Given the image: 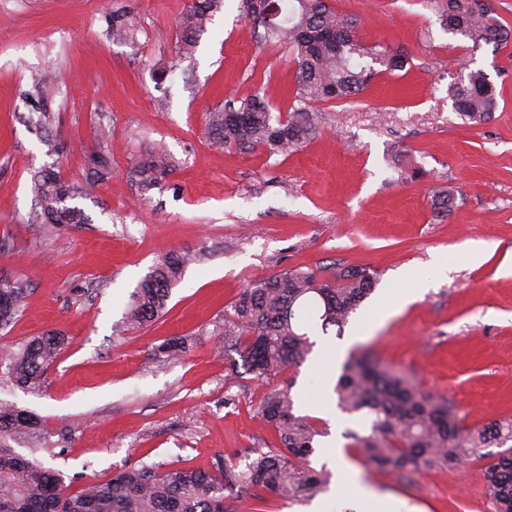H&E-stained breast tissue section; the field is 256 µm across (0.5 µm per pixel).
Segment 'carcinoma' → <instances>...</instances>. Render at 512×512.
I'll use <instances>...</instances> for the list:
<instances>
[{"label": "carcinoma", "instance_id": "carcinoma-1", "mask_svg": "<svg viewBox=\"0 0 512 512\" xmlns=\"http://www.w3.org/2000/svg\"><path fill=\"white\" fill-rule=\"evenodd\" d=\"M268 14L249 18L263 28L267 40L283 42L295 54L296 101L285 120L272 122L270 98L253 94L239 104L210 113L212 143L220 147H266L270 153L298 149L312 131V105L345 99L364 91L382 71L405 69L408 56L379 43L368 44L358 35L360 21L340 14L327 0H267ZM442 12L448 33L497 50L512 38L495 11L492 0H427ZM224 0H194L179 23V52H194L197 40ZM112 32L134 39L124 12L112 14ZM452 106L463 120L483 122L497 108L490 76L464 64L449 86ZM90 176L75 187L53 169H43L33 192L52 226L82 224L83 211L74 204L91 196L108 178L110 164L104 151L89 158ZM176 167L163 147L146 151L133 168L138 182L149 190ZM197 261L189 252H169L148 270L130 295L124 323L140 328L159 318L171 291L186 268ZM378 272L369 267L330 270L291 269L253 280L224 314L219 335L224 346L236 351L257 380L277 376L303 364L314 342L305 327L320 326L322 333L345 326L375 288ZM22 284L0 275V326L21 311ZM66 345L58 332L37 336L0 358L15 385L41 390L46 372ZM188 347L182 337L171 338L157 350L177 361ZM293 381L270 391L259 406L266 424L278 433L279 446L249 450L250 461L241 470L230 459H220L213 471L175 467L162 469L145 462L129 465L105 483H89L69 490L63 476L17 453L13 444L39 443L43 428L38 417L0 400V512H231L232 502L249 496L263 502L272 496L290 502L308 501L328 490L332 474L311 466L317 438L324 434L308 416L294 411ZM337 407L346 414H367L370 428L344 433L347 447L364 461L395 476L437 468L458 469L483 462L485 495L496 512H512V418L495 419L462 429L456 424L448 397L421 388L407 371L386 365L367 349L351 351L340 367L334 387ZM496 446L493 454L487 448Z\"/></svg>", "mask_w": 512, "mask_h": 512}]
</instances>
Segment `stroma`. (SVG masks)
<instances>
[{
  "mask_svg": "<svg viewBox=\"0 0 512 512\" xmlns=\"http://www.w3.org/2000/svg\"><path fill=\"white\" fill-rule=\"evenodd\" d=\"M357 17L366 42L400 48L405 70L378 75L346 100L314 104V127L288 154L217 148L208 118L227 100L271 96L273 118L294 105L288 47L265 45L263 29L224 0L193 55L177 48L191 0H0V275L24 288L22 310L0 327V355L58 331L68 346L43 392L0 379V398L36 413L45 438L18 453L59 470L72 489L104 482L142 461L213 469L220 457L246 464L251 448H274L277 432L257 408L283 379L298 414L327 426L310 363L259 381L233 371L215 325L252 280L290 269L369 267L376 294L412 292L402 271L448 275L418 300L376 311L343 336L313 331L314 356L370 348L443 394L459 427L512 417V42L500 50L448 35L426 0H329ZM126 13L135 39L112 37ZM485 70L498 100L493 117L468 123L448 88L462 63ZM175 170L146 191L135 162L153 145ZM103 150L108 178L77 199L89 221L46 226L34 174L58 170L83 183L88 157ZM453 192L437 216L432 200ZM481 245L483 259L465 253ZM201 254L173 288L164 314L116 333L134 288L165 252ZM187 338L182 360L158 346ZM351 487L315 499H268L264 512H369L355 485L389 496L405 512H494L478 467L400 477L348 454Z\"/></svg>",
  "mask_w": 512,
  "mask_h": 512,
  "instance_id": "stroma-1",
  "label": "stroma"
}]
</instances>
